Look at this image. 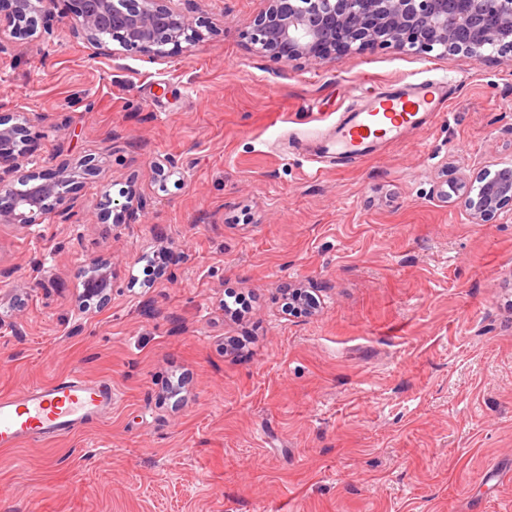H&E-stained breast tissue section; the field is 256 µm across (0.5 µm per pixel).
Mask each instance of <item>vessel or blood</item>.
<instances>
[{"label":"vessel or blood","mask_w":512,"mask_h":512,"mask_svg":"<svg viewBox=\"0 0 512 512\" xmlns=\"http://www.w3.org/2000/svg\"><path fill=\"white\" fill-rule=\"evenodd\" d=\"M450 99L445 80L400 83L393 92L343 112L330 134L304 143L303 149L318 160L367 158L384 144L399 142L409 132L431 125L438 113L447 111ZM115 402L110 379H89L78 373L1 394L0 448L76 435L110 417Z\"/></svg>","instance_id":"b4317fda"}]
</instances>
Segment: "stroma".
I'll list each match as a JSON object with an SVG mask.
<instances>
[{
    "label": "stroma",
    "mask_w": 512,
    "mask_h": 512,
    "mask_svg": "<svg viewBox=\"0 0 512 512\" xmlns=\"http://www.w3.org/2000/svg\"><path fill=\"white\" fill-rule=\"evenodd\" d=\"M181 7L199 41L103 55L56 18L16 38L0 0V113L29 115L40 171L95 161L66 217L0 223V393L78 371L119 395L80 434L0 448V512H512V204L475 224L440 197L512 161V52L284 68L250 43L262 0ZM405 78L455 82L447 111L312 175L301 143ZM101 258L111 299L83 317Z\"/></svg>",
    "instance_id": "35a3bbf8"
}]
</instances>
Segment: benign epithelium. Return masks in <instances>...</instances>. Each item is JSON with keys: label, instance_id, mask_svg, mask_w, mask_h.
Here are the masks:
<instances>
[{"label": "benign epithelium", "instance_id": "1", "mask_svg": "<svg viewBox=\"0 0 512 512\" xmlns=\"http://www.w3.org/2000/svg\"><path fill=\"white\" fill-rule=\"evenodd\" d=\"M18 33L33 34L34 15H51L60 0H11ZM63 17L70 34L99 48L116 41L127 50L160 56L168 44L200 38L199 25L174 0H72ZM251 23V43L282 67L336 59L353 44L391 45V31L422 53L446 58L464 51L478 61L512 51V0H264ZM27 147L22 124L0 114V223L43 224L65 203L74 184L69 165L32 170L12 179ZM457 196L477 224L512 203V165L492 178L459 183ZM112 267L98 259L85 270L78 310L111 299Z\"/></svg>", "mask_w": 512, "mask_h": 512}]
</instances>
